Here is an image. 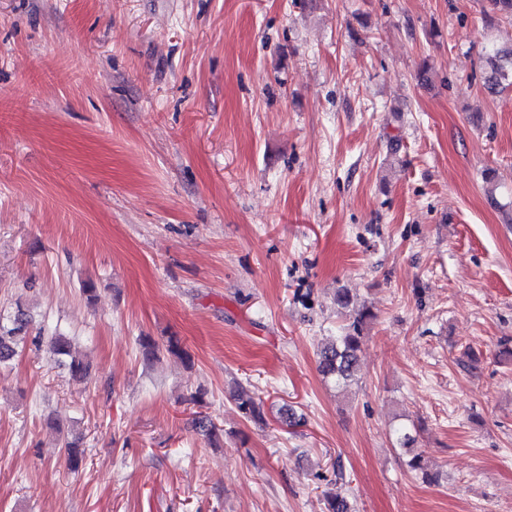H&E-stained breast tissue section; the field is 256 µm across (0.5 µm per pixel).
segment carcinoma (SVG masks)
I'll list each match as a JSON object with an SVG mask.
<instances>
[{"label": "carcinoma", "instance_id": "carcinoma-1", "mask_svg": "<svg viewBox=\"0 0 512 512\" xmlns=\"http://www.w3.org/2000/svg\"><path fill=\"white\" fill-rule=\"evenodd\" d=\"M482 59L484 61V87L491 94L503 91L512 86V46L497 48L493 45L484 48ZM372 314L359 308L348 314L349 323L339 335L330 338L319 350L318 370L325 378L334 381L336 387L345 389L358 381L359 353L364 336L362 332ZM29 325L28 314L19 308L8 323H0V364L12 361L18 354L22 345H30L34 350H40L42 338L27 335ZM51 349L55 355L66 359L68 370L74 377H85L90 372V362L85 357L75 353L71 341L63 335L55 336L51 341ZM239 408L253 419H262L261 404L247 393L241 391L237 395ZM395 443L398 447L410 453L407 460L408 468L421 474L426 483L438 482V475L428 470V464L423 452L413 449L416 435L413 429L400 425L393 430ZM64 455L68 467L76 471L84 461L85 450L80 448L79 442L63 437ZM327 512H354L353 503L340 494L331 492L326 494Z\"/></svg>", "mask_w": 512, "mask_h": 512}]
</instances>
